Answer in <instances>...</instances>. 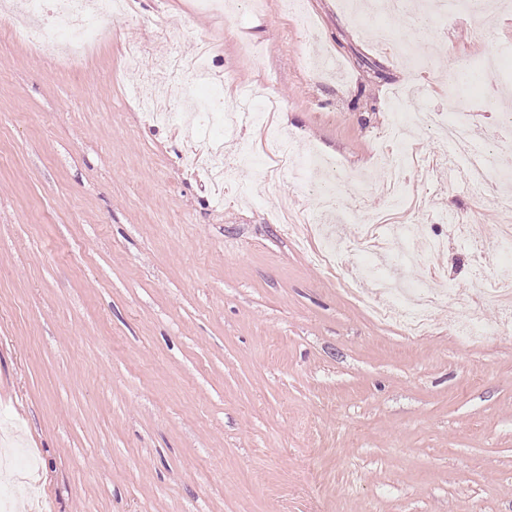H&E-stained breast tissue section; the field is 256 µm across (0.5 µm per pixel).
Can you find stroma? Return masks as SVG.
I'll use <instances>...</instances> for the list:
<instances>
[{
  "mask_svg": "<svg viewBox=\"0 0 512 512\" xmlns=\"http://www.w3.org/2000/svg\"><path fill=\"white\" fill-rule=\"evenodd\" d=\"M225 2L138 0L136 32L115 19L72 69L0 36V448L37 486L13 512H512V335L462 343L444 303L418 339L375 320L319 237L280 222L318 185L287 173L266 193L253 159L216 189L183 161L194 118L153 120L133 94L148 78L179 100L155 62L208 38L225 100L266 87L295 154L342 182L375 173L410 71L346 0H303L309 32L286 0ZM429 28L409 39L448 113L449 73L512 49V5L481 40L467 15ZM131 33L151 75L124 63ZM479 80L498 86L497 110L468 108L480 147L512 113V64ZM451 211L505 221L458 188L412 221L444 234Z\"/></svg>",
  "mask_w": 512,
  "mask_h": 512,
  "instance_id": "obj_1",
  "label": "stroma"
}]
</instances>
